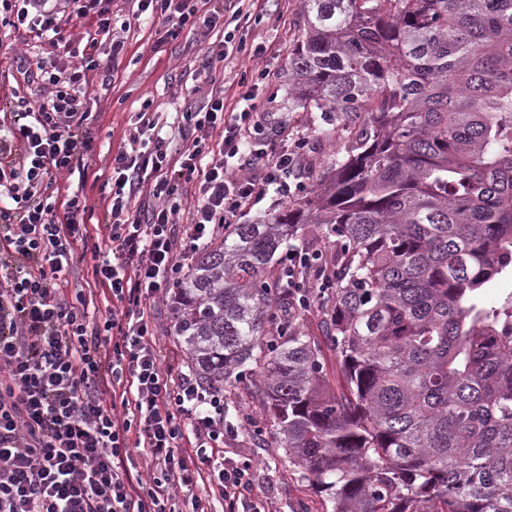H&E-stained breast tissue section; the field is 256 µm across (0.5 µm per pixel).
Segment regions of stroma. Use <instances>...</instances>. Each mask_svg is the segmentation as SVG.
Masks as SVG:
<instances>
[{
  "label": "stroma",
  "instance_id": "stroma-1",
  "mask_svg": "<svg viewBox=\"0 0 512 512\" xmlns=\"http://www.w3.org/2000/svg\"><path fill=\"white\" fill-rule=\"evenodd\" d=\"M302 14L303 0H267L259 19L241 23L235 38L243 49L225 63L224 90L229 100H238L245 91L241 83L244 73L253 72L257 64L267 65L271 77L268 84L254 90V109L265 125L273 128L279 143L304 141L296 178L309 191L315 187L316 174L336 158L344 133L340 113L288 107V53L304 37ZM196 40V32L186 29L178 39L161 44L155 27L132 26L124 53L100 71L90 89L87 127L94 150L85 156L79 173L59 181L61 194H79L95 213L103 212L106 158L123 146L127 120L143 102H151L153 111L172 121L173 95L185 63L198 53ZM260 42L266 43L267 51L262 61L256 62L248 50ZM228 418L238 427L239 436L220 448L218 458L226 464L251 460L252 496L263 501L267 512H329L325 495L301 480L283 449L253 445V429L266 426L267 411L261 400L246 399Z\"/></svg>",
  "mask_w": 512,
  "mask_h": 512
}]
</instances>
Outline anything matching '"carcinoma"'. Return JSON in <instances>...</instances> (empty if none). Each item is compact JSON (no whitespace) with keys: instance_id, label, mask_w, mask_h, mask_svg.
Instances as JSON below:
<instances>
[{"instance_id":"carcinoma-1","label":"carcinoma","mask_w":512,"mask_h":512,"mask_svg":"<svg viewBox=\"0 0 512 512\" xmlns=\"http://www.w3.org/2000/svg\"><path fill=\"white\" fill-rule=\"evenodd\" d=\"M288 107L339 156L274 216L226 224L174 289L208 390L265 402L331 512H512V0H303ZM336 241L300 327L287 240ZM339 363L332 388L323 345Z\"/></svg>"}]
</instances>
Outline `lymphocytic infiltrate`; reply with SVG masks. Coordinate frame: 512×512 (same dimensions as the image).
I'll return each mask as SVG.
<instances>
[{
	"instance_id": "1",
	"label": "lymphocytic infiltrate",
	"mask_w": 512,
	"mask_h": 512,
	"mask_svg": "<svg viewBox=\"0 0 512 512\" xmlns=\"http://www.w3.org/2000/svg\"><path fill=\"white\" fill-rule=\"evenodd\" d=\"M259 4L137 0L133 19L148 15L166 38L197 32L202 58L185 67L196 101L179 114L177 149L159 136L157 113L131 114L126 146L106 163L102 216L54 192L90 149L97 61L22 56L20 68L42 81L39 98L0 94V512H212L217 499L224 512H261L250 465L214 461L234 431L223 397L167 366L153 325L189 254L266 189L286 190L298 166L297 149H257L266 132L256 112L224 101L234 52L224 27ZM111 13L112 0H0V27L37 40L77 28L116 56L124 41ZM88 256L113 298L102 319L92 294L69 287ZM284 264L290 288L307 270L333 286L323 252L293 249Z\"/></svg>"
}]
</instances>
